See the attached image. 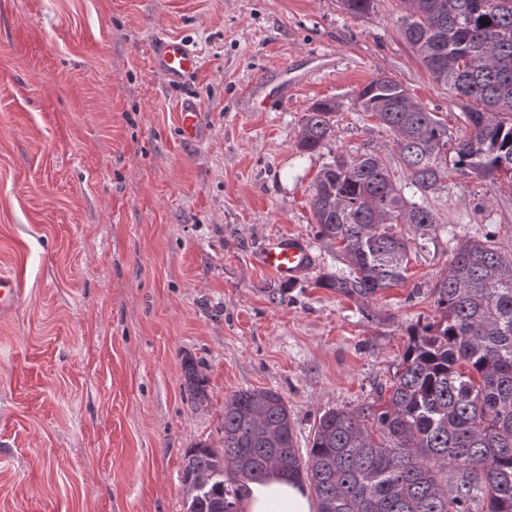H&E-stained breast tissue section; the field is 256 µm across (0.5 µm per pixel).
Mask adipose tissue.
Instances as JSON below:
<instances>
[{"instance_id":"obj_1","label":"adipose tissue","mask_w":512,"mask_h":512,"mask_svg":"<svg viewBox=\"0 0 512 512\" xmlns=\"http://www.w3.org/2000/svg\"><path fill=\"white\" fill-rule=\"evenodd\" d=\"M241 512H315V505L300 482L273 474L264 482L247 483Z\"/></svg>"}]
</instances>
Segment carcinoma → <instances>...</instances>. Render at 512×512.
Here are the masks:
<instances>
[{
	"mask_svg": "<svg viewBox=\"0 0 512 512\" xmlns=\"http://www.w3.org/2000/svg\"><path fill=\"white\" fill-rule=\"evenodd\" d=\"M402 34L431 78L461 100L468 132L452 146L463 175L512 180V0H399ZM350 15L375 0H340ZM358 111L394 134L402 176L372 153L339 154L317 176L318 235L345 269L317 283L367 302L406 278L411 244L439 224L426 196L448 177V128L396 79L378 75ZM336 102L312 104L297 147L335 135ZM433 287L438 320L411 327L390 385L354 411L318 418L307 454L296 448L283 396L242 389L224 401L221 445L186 450L187 512H239V486L278 473L312 486L318 512H512V248L459 240ZM205 361L182 359L191 406L210 403Z\"/></svg>",
	"mask_w": 512,
	"mask_h": 512,
	"instance_id": "carcinoma-1",
	"label": "carcinoma"
}]
</instances>
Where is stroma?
I'll use <instances>...</instances> for the list:
<instances>
[{"label":"stroma","mask_w":512,"mask_h":512,"mask_svg":"<svg viewBox=\"0 0 512 512\" xmlns=\"http://www.w3.org/2000/svg\"><path fill=\"white\" fill-rule=\"evenodd\" d=\"M401 14L399 0L361 18L338 0H0V274L21 288L0 318V512H186L184 451L220 444L234 392L277 390L304 451L325 410L391 382L406 327L437 317L449 234L363 303L315 287L340 264L309 201L337 154L397 166L393 133L355 106L376 75L449 140L466 131ZM162 33L200 57L184 89L152 68ZM187 97L203 111L191 141ZM322 99L335 135L300 152ZM426 203L458 237L512 243V182L452 172ZM289 236L315 257L292 282L261 261ZM186 352L206 362L203 410L182 388ZM201 106L195 101H187L181 105L179 128L184 139L192 140L202 130Z\"/></svg>","instance_id":"obj_1"}]
</instances>
